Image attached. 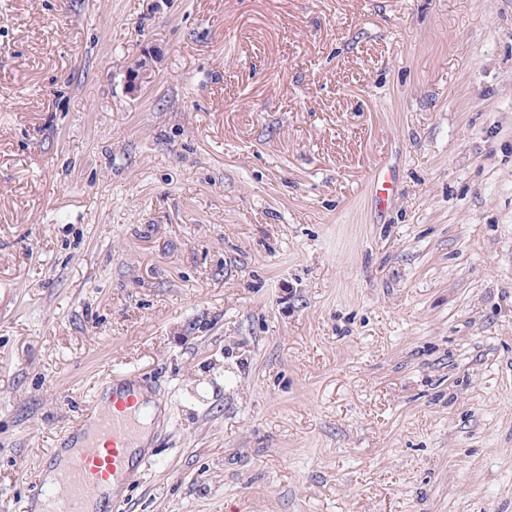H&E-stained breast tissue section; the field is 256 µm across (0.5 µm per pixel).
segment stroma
Instances as JSON below:
<instances>
[{"instance_id":"stroma-1","label":"stroma","mask_w":512,"mask_h":512,"mask_svg":"<svg viewBox=\"0 0 512 512\" xmlns=\"http://www.w3.org/2000/svg\"><path fill=\"white\" fill-rule=\"evenodd\" d=\"M128 371L126 512H512V0H0V512ZM155 57H147L141 62V67L137 72H129L127 76V85L131 94H137L142 87L150 82L154 72Z\"/></svg>"}]
</instances>
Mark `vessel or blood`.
Returning <instances> with one entry per match:
<instances>
[{"label": "vessel or blood", "instance_id": "obj_1", "mask_svg": "<svg viewBox=\"0 0 512 512\" xmlns=\"http://www.w3.org/2000/svg\"><path fill=\"white\" fill-rule=\"evenodd\" d=\"M139 377L126 372L122 382L100 391L99 406L88 410L59 438L43 459L54 471L52 485L32 486L28 501L49 499L54 512H94L92 503L103 488L124 483L132 470L130 454L148 417L139 400Z\"/></svg>", "mask_w": 512, "mask_h": 512}]
</instances>
